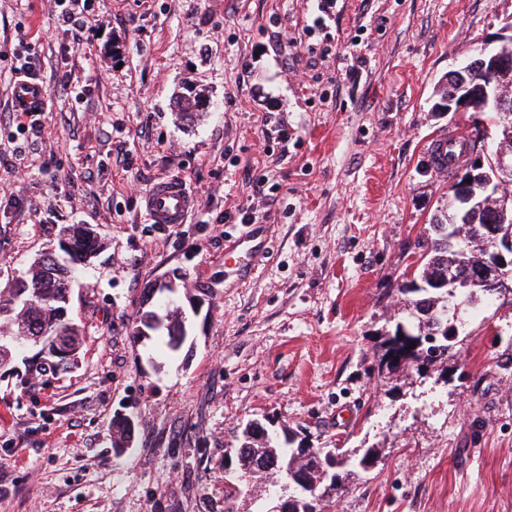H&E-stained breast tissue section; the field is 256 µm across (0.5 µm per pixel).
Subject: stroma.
<instances>
[{
  "label": "stroma",
  "instance_id": "stroma-1",
  "mask_svg": "<svg viewBox=\"0 0 512 512\" xmlns=\"http://www.w3.org/2000/svg\"><path fill=\"white\" fill-rule=\"evenodd\" d=\"M89 2L77 46L53 0H0V289L65 226L101 244L71 293L78 368L0 379V512H267L294 487L243 489L224 466L254 421L350 457L322 512H512V294L466 312L441 359L380 362L414 243L447 206L427 143L491 126L435 111L436 91L498 45L512 0ZM24 42L51 99L39 136L12 121ZM169 178L199 208L149 223L141 197ZM237 205L269 238L248 278L224 254L248 225L217 221ZM168 276L173 353L133 334Z\"/></svg>",
  "mask_w": 512,
  "mask_h": 512
}]
</instances>
